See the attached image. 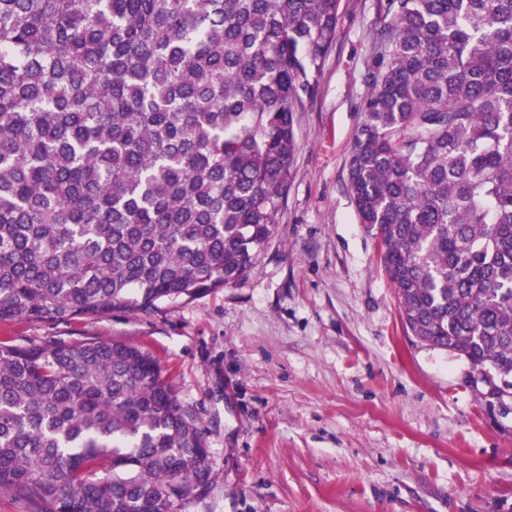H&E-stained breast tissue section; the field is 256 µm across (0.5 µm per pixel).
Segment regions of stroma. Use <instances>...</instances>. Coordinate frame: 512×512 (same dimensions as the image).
Masks as SVG:
<instances>
[{
    "mask_svg": "<svg viewBox=\"0 0 512 512\" xmlns=\"http://www.w3.org/2000/svg\"><path fill=\"white\" fill-rule=\"evenodd\" d=\"M386 0H341L295 115L278 234L239 284L133 314L0 321V340L149 351L200 420L216 477L187 512H512V413L463 358L408 334L348 189Z\"/></svg>",
    "mask_w": 512,
    "mask_h": 512,
    "instance_id": "1",
    "label": "stroma"
}]
</instances>
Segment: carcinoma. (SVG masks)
Returning <instances> with one entry per match:
<instances>
[{
	"mask_svg": "<svg viewBox=\"0 0 512 512\" xmlns=\"http://www.w3.org/2000/svg\"><path fill=\"white\" fill-rule=\"evenodd\" d=\"M339 0H0V320L147 312L277 234ZM348 162L401 319L512 395V0H387ZM152 355L0 341V491L170 512L212 487Z\"/></svg>",
	"mask_w": 512,
	"mask_h": 512,
	"instance_id": "1",
	"label": "carcinoma"
}]
</instances>
